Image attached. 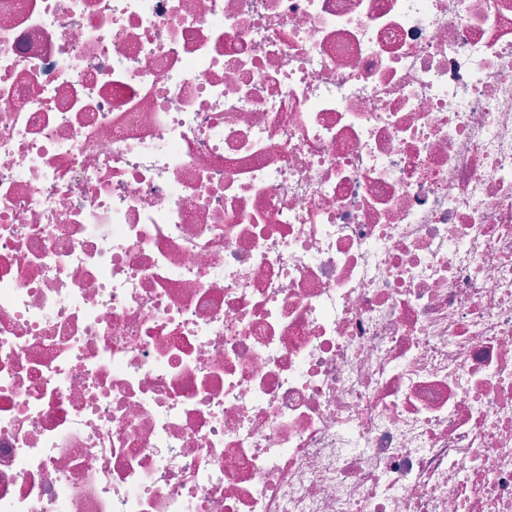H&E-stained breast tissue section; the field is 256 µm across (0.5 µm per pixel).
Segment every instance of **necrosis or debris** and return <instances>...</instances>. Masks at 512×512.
<instances>
[{"instance_id": "necrosis-or-debris-1", "label": "necrosis or debris", "mask_w": 512, "mask_h": 512, "mask_svg": "<svg viewBox=\"0 0 512 512\" xmlns=\"http://www.w3.org/2000/svg\"><path fill=\"white\" fill-rule=\"evenodd\" d=\"M0 512H512V0H0Z\"/></svg>"}]
</instances>
